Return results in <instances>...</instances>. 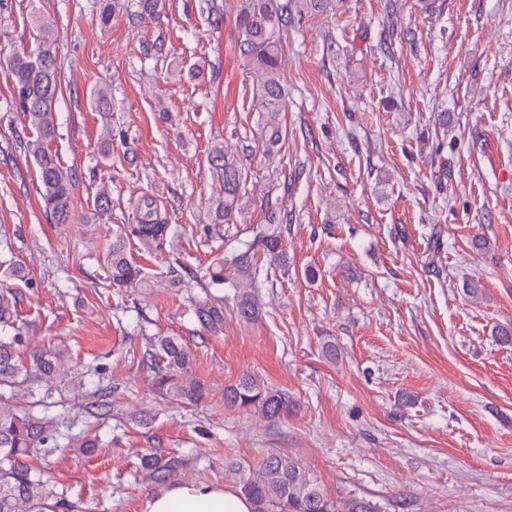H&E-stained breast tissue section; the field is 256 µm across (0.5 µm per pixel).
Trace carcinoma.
Returning <instances> with one entry per match:
<instances>
[{"instance_id": "carcinoma-1", "label": "carcinoma", "mask_w": 512, "mask_h": 512, "mask_svg": "<svg viewBox=\"0 0 512 512\" xmlns=\"http://www.w3.org/2000/svg\"><path fill=\"white\" fill-rule=\"evenodd\" d=\"M328 5L329 0H241L237 7L238 49L260 97L261 133L272 150L287 137L281 119L285 88L280 57L288 28L295 20L308 13L322 12ZM164 6L165 0H137L138 17L156 20ZM5 75L14 89L12 105L24 113L34 130V136L24 142L23 148L36 165L45 213L54 224H69L74 216L71 177L49 148L59 135L55 105L61 86V64L51 32L43 29L37 51L13 54ZM211 162L221 171L224 183V200L214 209V223L222 224L238 209L246 176L237 159L224 152L221 145L211 149ZM263 212L264 223L257 228L252 242L218 259L217 271L209 273V282H227L234 288L238 314L246 320L257 318L261 311L260 257L272 262L283 258L280 246L288 214L282 210L280 199L271 197L264 200ZM133 220L134 223L126 225L128 233H119L112 239L108 256L110 280L119 289L142 288L147 284L143 268L127 252V235L147 244L167 233V225L149 199L137 204ZM226 266L233 270L229 280L224 278ZM195 316L204 328L214 332L224 319L222 309L207 302L196 305ZM24 343L17 294L10 288H0V400L35 385L48 386L62 371L61 352L33 351L24 360ZM151 345L159 357L155 366L158 392L173 389L187 400L199 399L200 386L179 387L174 378V372L190 363V351L173 336H157ZM224 401L232 406L258 408L266 417L275 419L292 407L293 396L261 384L252 375H244L224 388ZM61 438L66 444L59 443ZM46 445L87 451L97 447V441L87 435L56 436L47 432L30 407L18 411L0 407V512H44L51 507V501L56 499L51 480L22 462V457ZM144 463L154 473L163 475L175 469L178 460L149 456ZM228 469L235 475L239 492L253 502L254 512H379L378 506L364 497L330 498L291 455L271 451L253 468L232 462Z\"/></svg>"}]
</instances>
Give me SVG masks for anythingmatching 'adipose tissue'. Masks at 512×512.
Segmentation results:
<instances>
[{
  "label": "adipose tissue",
  "instance_id": "1",
  "mask_svg": "<svg viewBox=\"0 0 512 512\" xmlns=\"http://www.w3.org/2000/svg\"><path fill=\"white\" fill-rule=\"evenodd\" d=\"M141 512H253V504L231 488L217 484H184L148 495Z\"/></svg>",
  "mask_w": 512,
  "mask_h": 512
}]
</instances>
